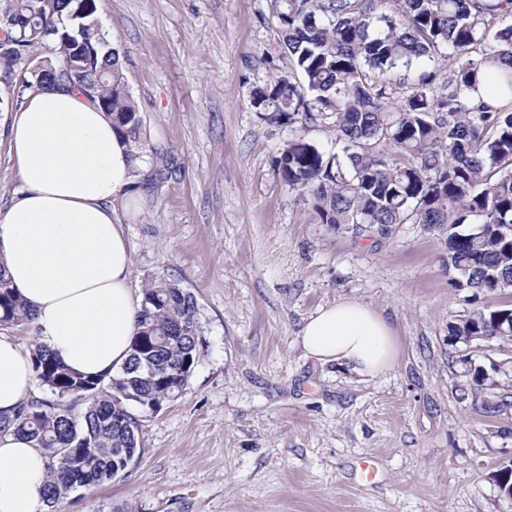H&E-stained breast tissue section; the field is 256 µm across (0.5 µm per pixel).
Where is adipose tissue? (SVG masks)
<instances>
[{
  "label": "adipose tissue",
  "instance_id": "ef3b65f1",
  "mask_svg": "<svg viewBox=\"0 0 512 512\" xmlns=\"http://www.w3.org/2000/svg\"><path fill=\"white\" fill-rule=\"evenodd\" d=\"M22 189L0 208V266L33 313L38 340L68 368L113 376L129 358L141 294L131 244L112 207L135 180L110 117L81 90L28 93L9 128ZM300 344L317 361L374 379L399 345L369 305L342 300L304 322ZM31 352L0 334V415L32 397ZM46 459L26 438L0 436V512H46Z\"/></svg>",
  "mask_w": 512,
  "mask_h": 512
}]
</instances>
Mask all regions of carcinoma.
<instances>
[{"label": "carcinoma", "instance_id": "obj_1", "mask_svg": "<svg viewBox=\"0 0 512 512\" xmlns=\"http://www.w3.org/2000/svg\"><path fill=\"white\" fill-rule=\"evenodd\" d=\"M98 0H8L0 15L13 68L38 46L58 62L36 64L0 87V101L67 83L112 118L131 159L149 144L118 48L98 23ZM279 41L291 69L256 89L251 106L270 120L332 125L341 150L326 154L298 136L275 170L336 229L396 224L447 229L454 287L477 298L512 288V0H276ZM493 42H488V34ZM87 45L73 52L70 37ZM491 77L500 103L476 97ZM132 352L121 373L87 377L31 345L46 391L0 418V433L35 442L47 458L49 512H61L73 479L95 486L121 476L118 454L140 453V419L182 397L205 355L196 296L165 278L145 284ZM33 315L0 273V326L25 328ZM450 336H512V309L475 308Z\"/></svg>", "mask_w": 512, "mask_h": 512}]
</instances>
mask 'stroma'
Here are the masks:
<instances>
[{
	"label": "stroma",
	"mask_w": 512,
	"mask_h": 512,
	"mask_svg": "<svg viewBox=\"0 0 512 512\" xmlns=\"http://www.w3.org/2000/svg\"><path fill=\"white\" fill-rule=\"evenodd\" d=\"M98 5L152 149L131 198L113 204L132 285L189 288L206 352L182 398L140 414L138 460L62 512H512L489 478L512 463V337L477 347L498 382L490 409L466 346L448 338L473 306L512 308V292L473 302L455 288L438 227L313 223L275 171L292 126L250 104L288 71L274 0ZM21 103L0 105L1 205L21 188L8 143ZM343 299L392 323L399 354L385 375L304 352V321Z\"/></svg>",
	"instance_id": "35a3bbf8"
}]
</instances>
